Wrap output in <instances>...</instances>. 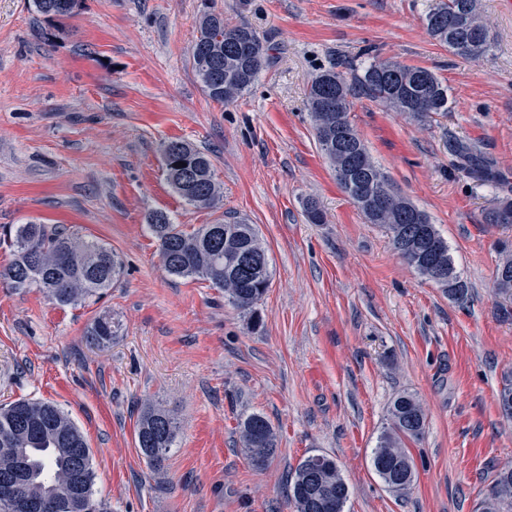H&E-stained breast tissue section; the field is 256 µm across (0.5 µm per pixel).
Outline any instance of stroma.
<instances>
[{
	"label": "stroma",
	"mask_w": 512,
	"mask_h": 512,
	"mask_svg": "<svg viewBox=\"0 0 512 512\" xmlns=\"http://www.w3.org/2000/svg\"><path fill=\"white\" fill-rule=\"evenodd\" d=\"M436 0H85L47 19L30 0H0V225L64 224L121 254L125 273L97 303L61 307L41 289L0 284V403L54 402L92 451L97 496L112 512H293L298 463L333 458L349 485L344 512H479L512 464V421L498 401L512 379V320L497 310L498 243L486 223L512 198V0H479L492 47L464 60L426 30ZM251 27L273 60L251 90L213 102L192 46L205 12ZM432 71L446 114L421 123L366 97L351 122L394 188L447 239L470 299L460 307L366 223L336 182L306 108L312 79L372 58ZM208 153L216 207L186 205L166 181L161 146ZM491 162L479 179L453 151ZM318 201L324 223L303 209ZM168 212L186 232L219 219L255 224L273 269L258 319L197 279L169 276L146 226ZM118 322L107 346L87 330ZM424 435L408 442L412 489L392 492L372 450L400 393ZM149 405L179 431L149 468L136 427ZM262 413L277 435L251 464L238 426ZM116 325L111 315L104 313L95 318L88 329L89 341L97 346L110 344L112 336H116Z\"/></svg>",
	"instance_id": "1"
}]
</instances>
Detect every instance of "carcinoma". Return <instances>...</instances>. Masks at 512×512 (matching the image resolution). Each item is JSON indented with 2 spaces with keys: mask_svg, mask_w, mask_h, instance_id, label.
Wrapping results in <instances>:
<instances>
[{
  "mask_svg": "<svg viewBox=\"0 0 512 512\" xmlns=\"http://www.w3.org/2000/svg\"><path fill=\"white\" fill-rule=\"evenodd\" d=\"M84 0H32L37 14L47 18L74 15ZM429 34L463 59L484 56L491 35L481 20L477 0H439L425 16ZM200 35L192 47L193 67L205 92L215 102L242 96L270 65L269 47L247 25L230 26L224 15L209 12L199 22ZM362 94L396 112L429 121L448 112V87L430 70L392 60H375L360 76L347 80L328 69L310 84L308 106L320 149L337 183L357 205L366 223L382 225L393 250L421 277L431 280V268L443 271L436 285L448 300L469 301V287L457 271L448 247L429 216L395 191L372 160L350 120L353 98ZM166 179L175 194L197 207H213L220 197L209 155L182 140L164 143ZM158 243L164 270L179 278H198L224 291L237 309L256 315V307L272 279L267 249L255 225L240 217L204 224L192 233L180 229L163 210L146 218ZM488 224L512 225V199L502 198L485 214ZM11 242L13 260L0 271V281L15 290L33 286L53 303L78 306L99 299L124 274V261L112 247L85 238L69 227L12 224L3 228ZM502 261L494 293L502 299L501 315L512 317V247L501 242ZM116 325L111 315L95 318L88 329L97 346L112 343ZM390 424L373 449L371 464L385 485L398 494L413 486L416 470L403 444L425 431V415L411 393L398 395L389 408ZM176 417L169 411L143 409L136 432L137 447L155 469L161 468L175 443ZM250 461L262 466L275 452L276 434L261 413H251L239 425ZM19 470L25 494L32 499L69 504L67 512H110L96 497L92 453L84 435L58 405L43 400H19L0 407V474ZM349 486L336 461L323 455L302 459L288 485L296 512H344ZM482 512H512V465L503 467L482 502Z\"/></svg>",
  "mask_w": 512,
  "mask_h": 512,
  "instance_id": "1",
  "label": "carcinoma"
}]
</instances>
